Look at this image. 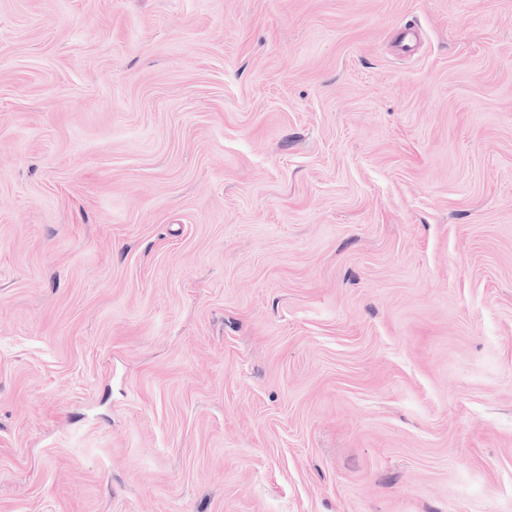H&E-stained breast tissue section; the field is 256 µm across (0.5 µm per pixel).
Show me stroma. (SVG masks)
Masks as SVG:
<instances>
[{
    "label": "stroma",
    "instance_id": "stroma-1",
    "mask_svg": "<svg viewBox=\"0 0 512 512\" xmlns=\"http://www.w3.org/2000/svg\"><path fill=\"white\" fill-rule=\"evenodd\" d=\"M0 512H512V0H0Z\"/></svg>",
    "mask_w": 512,
    "mask_h": 512
}]
</instances>
